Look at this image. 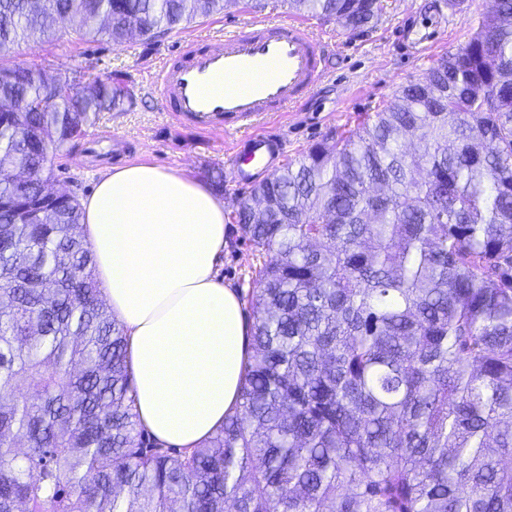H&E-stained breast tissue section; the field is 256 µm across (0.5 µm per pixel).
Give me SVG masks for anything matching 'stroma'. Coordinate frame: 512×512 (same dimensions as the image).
<instances>
[{
    "instance_id": "1",
    "label": "stroma",
    "mask_w": 512,
    "mask_h": 512,
    "mask_svg": "<svg viewBox=\"0 0 512 512\" xmlns=\"http://www.w3.org/2000/svg\"><path fill=\"white\" fill-rule=\"evenodd\" d=\"M493 8L494 0H383L379 17L354 31L309 17L313 32L331 44L325 76L298 109L267 117L261 129L284 138L285 161L298 160L313 145L355 129L401 86L424 78L440 57L464 47ZM290 15L285 0L261 11L254 9L252 0H240L235 8L172 31L156 45L136 37L117 48L75 36L64 44L15 46L8 53L12 63L40 68L49 77L83 69L102 80L119 74L136 93L129 111L99 113L80 144L55 158V187L76 190L83 197L112 166L132 162L208 181L211 172L224 169V150L238 134L203 133L184 126L165 109L156 90L157 71L172 51L192 38L215 40L248 21H283ZM249 193V188L225 179L227 243L219 270L225 284L246 300L259 288L255 270L261 260L233 214Z\"/></svg>"
}]
</instances>
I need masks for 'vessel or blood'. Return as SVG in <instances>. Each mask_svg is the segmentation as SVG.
I'll use <instances>...</instances> for the list:
<instances>
[{"label": "vessel or blood", "mask_w": 512, "mask_h": 512, "mask_svg": "<svg viewBox=\"0 0 512 512\" xmlns=\"http://www.w3.org/2000/svg\"><path fill=\"white\" fill-rule=\"evenodd\" d=\"M327 47L304 19L257 20L216 45L190 41L181 60L163 63L157 84L191 126L241 129L227 163L237 182L250 184L285 149L280 135L252 129L253 120L290 111L308 96L324 76Z\"/></svg>", "instance_id": "1"}]
</instances>
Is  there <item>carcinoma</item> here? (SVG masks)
I'll return each instance as SVG.
<instances>
[{
  "mask_svg": "<svg viewBox=\"0 0 512 512\" xmlns=\"http://www.w3.org/2000/svg\"><path fill=\"white\" fill-rule=\"evenodd\" d=\"M238 0H0V54L144 41ZM347 29L381 0H287ZM0 512H512V0L360 127L257 185L240 404L171 453L134 412L75 191L51 160L121 77L0 59Z\"/></svg>",
  "mask_w": 512,
  "mask_h": 512,
  "instance_id": "carcinoma-1",
  "label": "carcinoma"
}]
</instances>
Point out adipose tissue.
Returning <instances> with one entry per match:
<instances>
[{"instance_id": "adipose-tissue-1", "label": "adipose tissue", "mask_w": 512, "mask_h": 512, "mask_svg": "<svg viewBox=\"0 0 512 512\" xmlns=\"http://www.w3.org/2000/svg\"><path fill=\"white\" fill-rule=\"evenodd\" d=\"M109 310L127 336L138 425L166 448L198 446L239 404L247 320L218 274L224 205L172 170L113 167L82 203Z\"/></svg>"}]
</instances>
